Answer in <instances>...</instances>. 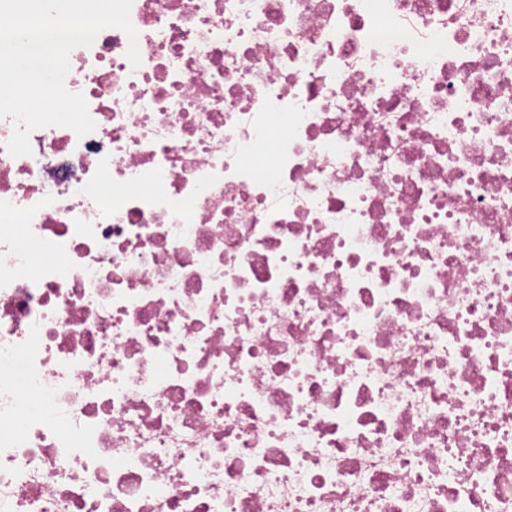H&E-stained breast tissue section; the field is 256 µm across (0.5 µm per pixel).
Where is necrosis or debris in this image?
<instances>
[{"label": "necrosis or debris", "mask_w": 512, "mask_h": 512, "mask_svg": "<svg viewBox=\"0 0 512 512\" xmlns=\"http://www.w3.org/2000/svg\"><path fill=\"white\" fill-rule=\"evenodd\" d=\"M130 20L0 117V512H512V0Z\"/></svg>", "instance_id": "obj_1"}]
</instances>
